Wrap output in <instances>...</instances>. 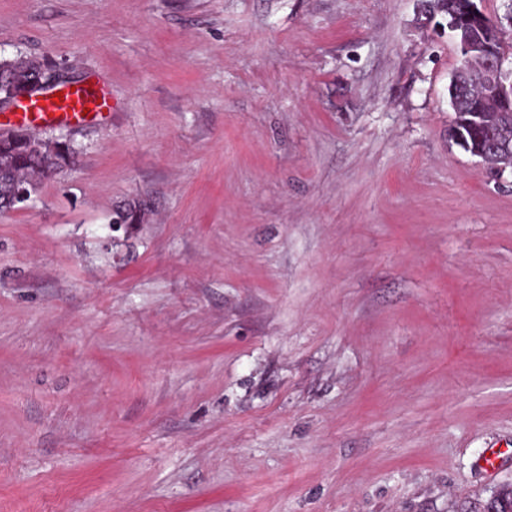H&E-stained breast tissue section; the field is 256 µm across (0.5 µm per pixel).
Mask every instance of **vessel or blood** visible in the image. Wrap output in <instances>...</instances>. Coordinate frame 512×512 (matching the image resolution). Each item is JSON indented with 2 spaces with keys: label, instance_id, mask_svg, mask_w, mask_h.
I'll return each mask as SVG.
<instances>
[{
  "label": "vessel or blood",
  "instance_id": "b4317fda",
  "mask_svg": "<svg viewBox=\"0 0 512 512\" xmlns=\"http://www.w3.org/2000/svg\"><path fill=\"white\" fill-rule=\"evenodd\" d=\"M105 114L97 95L84 88L67 91L62 101H52L44 97L37 101L34 111L15 112L0 115V128L7 129L17 125L32 128L65 126L73 127L103 120Z\"/></svg>",
  "mask_w": 512,
  "mask_h": 512
}]
</instances>
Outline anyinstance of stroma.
Masks as SVG:
<instances>
[{
	"label": "stroma",
	"mask_w": 512,
	"mask_h": 512,
	"mask_svg": "<svg viewBox=\"0 0 512 512\" xmlns=\"http://www.w3.org/2000/svg\"><path fill=\"white\" fill-rule=\"evenodd\" d=\"M413 0H0L101 86L0 212V512H480L512 482V174ZM146 203L120 229L119 207Z\"/></svg>",
	"instance_id": "35a3bbf8"
}]
</instances>
